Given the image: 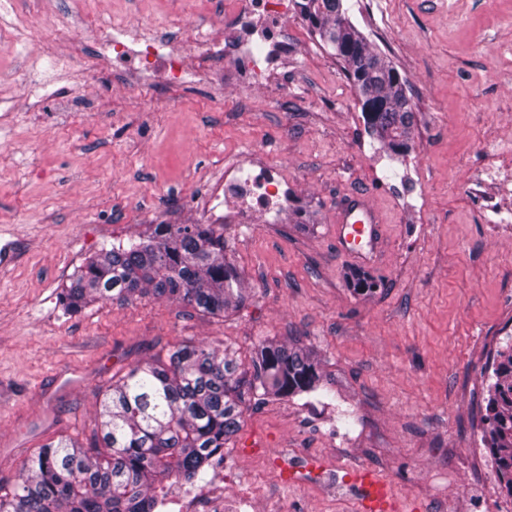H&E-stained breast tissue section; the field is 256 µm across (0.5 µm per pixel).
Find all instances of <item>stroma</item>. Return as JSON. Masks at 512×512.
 <instances>
[{
    "label": "stroma",
    "mask_w": 512,
    "mask_h": 512,
    "mask_svg": "<svg viewBox=\"0 0 512 512\" xmlns=\"http://www.w3.org/2000/svg\"><path fill=\"white\" fill-rule=\"evenodd\" d=\"M31 30L52 19L58 46L0 41V486L61 437L96 443V401L136 361L186 342L249 358L294 336L322 360L324 387L251 402L224 447L253 512H359L358 495L298 485L270 468L296 448L340 472L365 469L422 512H503L482 447L495 349L512 337V0H344L352 22L407 81L415 120L393 154L367 134L342 64L299 13L288 80L218 88L216 50L184 86L112 65V17L171 36L218 28L212 0H16ZM222 111H214L216 99ZM252 155L306 204L224 221V172ZM377 211L378 254L336 244L351 196ZM158 224H212L250 297L226 318L165 299L97 301L65 314L59 294L102 248ZM360 273L377 284L352 290Z\"/></svg>",
    "instance_id": "35a3bbf8"
}]
</instances>
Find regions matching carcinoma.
Instances as JSON below:
<instances>
[{"label":"carcinoma","instance_id":"carcinoma-1","mask_svg":"<svg viewBox=\"0 0 512 512\" xmlns=\"http://www.w3.org/2000/svg\"><path fill=\"white\" fill-rule=\"evenodd\" d=\"M310 32L334 52L359 95L370 135L393 152L408 148L413 107L405 82L375 52L343 0H298ZM211 224H157L145 236L103 248L62 289L66 313L103 298L128 302L150 293L225 317L249 293ZM483 441L500 486L512 497V344L491 363ZM322 360L296 339H267L248 363L224 351L181 344L168 359L131 365L98 402L100 446L60 439L28 458L20 482L0 487V512H153L158 486L195 482L210 457L241 431L254 399L315 391Z\"/></svg>","mask_w":512,"mask_h":512}]
</instances>
